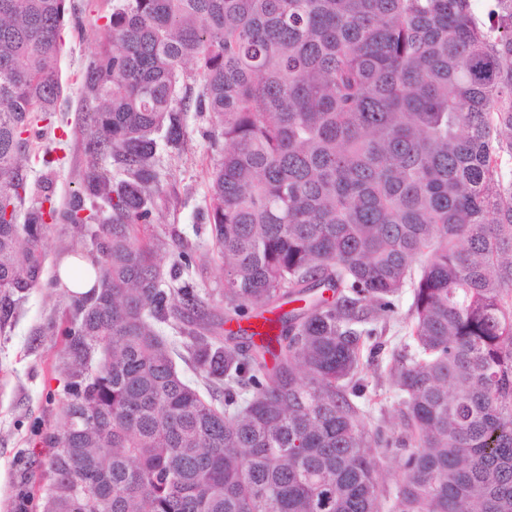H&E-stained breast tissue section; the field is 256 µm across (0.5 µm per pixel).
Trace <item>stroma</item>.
<instances>
[{
    "label": "stroma",
    "instance_id": "obj_1",
    "mask_svg": "<svg viewBox=\"0 0 512 512\" xmlns=\"http://www.w3.org/2000/svg\"><path fill=\"white\" fill-rule=\"evenodd\" d=\"M122 3L123 0H70L68 5L59 60L65 84L63 101L45 136L34 141L25 162L29 185L51 177L52 201L60 211L81 190L88 171L83 147L87 122L81 77L87 63L103 46L104 17ZM210 131L207 116L187 112L183 153L173 156L159 150L157 208L161 219L156 224L140 225L137 233L145 242L161 243L157 258L166 270L174 263L178 245L193 248L197 266L191 277L202 303L199 309L186 312L185 317L219 322L224 318V274L213 245L194 231L199 212L209 204V172L220 157L219 149L210 145ZM47 150L56 160L50 172L41 162ZM89 247V232L62 220L50 223L44 238V280L57 277L63 257L85 252ZM71 301L68 289L49 285L35 288L8 321L0 324V512H17L23 498L28 501L27 512H37L38 499L49 483L38 462L50 452L47 436L62 430L60 413L66 401L65 369L69 360L64 344L51 336L49 327L63 318ZM411 303L410 292H403L393 319L378 331V349L364 356L369 391L387 396L392 393L388 369L400 349Z\"/></svg>",
    "mask_w": 512,
    "mask_h": 512
}]
</instances>
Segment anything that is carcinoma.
<instances>
[{
  "label": "carcinoma",
  "instance_id": "cac0c4a2",
  "mask_svg": "<svg viewBox=\"0 0 512 512\" xmlns=\"http://www.w3.org/2000/svg\"><path fill=\"white\" fill-rule=\"evenodd\" d=\"M66 12L0 0V323L42 284L48 222L96 225L97 287L51 326L71 362L41 512H512V0H126L83 84L86 151L120 177L59 213L23 161L60 107ZM190 107L224 144L199 230L225 321L280 328H238L251 349L220 322L166 335L195 252L165 272L135 235ZM406 288L403 427L368 429L364 346Z\"/></svg>",
  "mask_w": 512,
  "mask_h": 512
}]
</instances>
